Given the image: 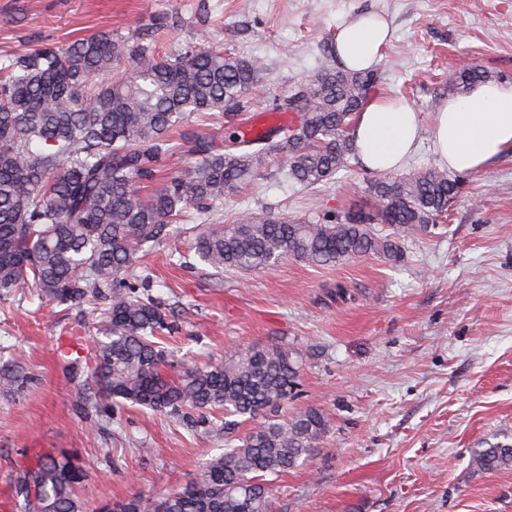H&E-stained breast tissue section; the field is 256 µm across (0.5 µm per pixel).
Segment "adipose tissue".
<instances>
[{"mask_svg": "<svg viewBox=\"0 0 512 512\" xmlns=\"http://www.w3.org/2000/svg\"><path fill=\"white\" fill-rule=\"evenodd\" d=\"M389 38L386 20L361 13L337 30L334 52L342 68L367 71ZM420 128L411 102L376 96L353 127L357 157L373 172L399 170L414 152ZM432 137L439 161L454 171L472 172L495 162L512 149V83H483L467 95L448 98L433 116Z\"/></svg>", "mask_w": 512, "mask_h": 512, "instance_id": "ef3b65f1", "label": "adipose tissue"}]
</instances>
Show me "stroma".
Segmentation results:
<instances>
[{
	"label": "stroma",
	"instance_id": "1",
	"mask_svg": "<svg viewBox=\"0 0 512 512\" xmlns=\"http://www.w3.org/2000/svg\"><path fill=\"white\" fill-rule=\"evenodd\" d=\"M386 15L391 40L376 94L408 99L422 116L403 172L437 165L431 106L450 76L477 62L512 81V0H0V56L107 31L161 28L158 51L206 23L233 54L265 64L261 111L336 60L324 56L359 12ZM364 167L315 190L291 187L265 161L252 183L226 195L220 223L250 208L287 216L338 212L364 201ZM442 224L402 237L399 261L369 256L326 268L285 260L216 277L169 260L201 228L179 225L142 259L155 293L181 321L163 340L176 367L202 365L257 345L302 350L295 412L323 410L332 429L305 465L272 484L271 512H512V470L474 471L471 449L512 434V151L463 174ZM91 306L52 308L35 291L0 297V360L22 354L34 381L0 397V501L11 503L18 466L39 454L74 456L87 479L83 512L179 488L224 446V418L190 427L147 409L96 418L79 412L90 364L72 372L62 337L94 335Z\"/></svg>",
	"mask_w": 512,
	"mask_h": 512
}]
</instances>
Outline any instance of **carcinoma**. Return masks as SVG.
I'll list each match as a JSON object with an SVG mask.
<instances>
[{
	"label": "carcinoma",
	"mask_w": 512,
	"mask_h": 512,
	"mask_svg": "<svg viewBox=\"0 0 512 512\" xmlns=\"http://www.w3.org/2000/svg\"><path fill=\"white\" fill-rule=\"evenodd\" d=\"M152 42L149 32L102 33L0 56V296L31 287L56 306L94 302L93 395L83 411L130 403L191 422L224 412V452L176 490L136 496L117 512H270L273 479L308 462L330 432L317 408L277 418L301 386V350L255 347L169 373L157 339L179 326L140 255L168 240L179 221H215L224 194L270 156L284 159L286 181L304 190L351 170L352 126L376 76L322 70L276 100L292 114L287 125L256 139L233 132L220 143L186 132L179 144L170 133L194 116L232 124L255 109L264 63L225 51L207 28L165 55ZM487 79L467 62L450 90ZM179 150L190 156L188 169L143 193ZM462 186L441 167L375 172L359 209L307 218L242 210L232 224L199 234L192 250L218 274L287 259L317 268L372 254L395 261L399 236L440 223ZM376 224L392 233H376ZM33 381L17 355L0 371V393ZM470 463L483 473L512 468V441L474 449ZM70 465L46 456L16 469L14 512H44L49 503L54 512H81L74 489L83 479L61 476Z\"/></svg>",
	"instance_id": "obj_1"
}]
</instances>
